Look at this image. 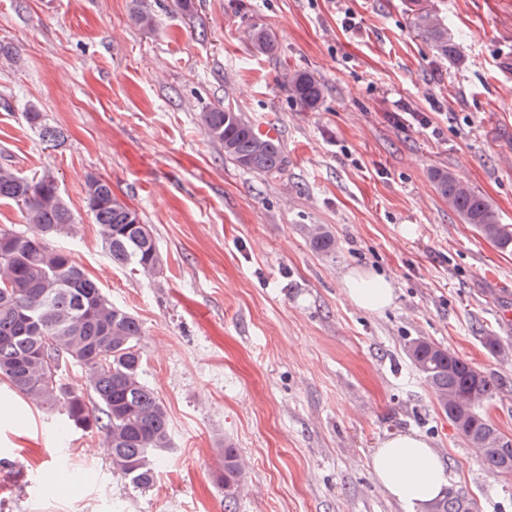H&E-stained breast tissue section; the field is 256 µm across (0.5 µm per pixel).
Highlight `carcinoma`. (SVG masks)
Wrapping results in <instances>:
<instances>
[{"label":"carcinoma","mask_w":512,"mask_h":512,"mask_svg":"<svg viewBox=\"0 0 512 512\" xmlns=\"http://www.w3.org/2000/svg\"><path fill=\"white\" fill-rule=\"evenodd\" d=\"M131 19L144 30L157 26L148 0H131ZM417 21L439 53L454 54L448 26L438 15L421 11ZM249 39L260 53L278 50L274 34L265 28L252 29ZM288 93L302 109L313 110L322 87L309 73L295 71L288 76ZM25 117L42 141L64 138L62 129L47 123L35 106L27 108ZM200 122L206 136L241 168L265 176L280 172L279 141L259 133L242 113L229 106H208L200 112ZM432 180L448 209L500 250L512 252V224L502 223L483 195L447 170L434 171ZM0 200L20 207L31 226L20 232L0 229V378L30 403L62 411L69 429L101 435L112 450V469L137 489L152 487L158 479L157 462L171 448L172 438L166 408L143 379L140 322L107 299L71 252L51 246L56 236L73 232L76 224L53 177L29 178L0 166ZM86 207L114 266H129L144 278L159 274L162 255L151 226L112 192L109 181L87 178ZM308 234L314 250L334 248V238L323 226H309ZM404 354L461 435L490 438L486 464L493 469L505 465L500 443L512 445V437L483 409L496 398L497 385L471 363L425 338L408 339ZM74 367L81 370L79 384L65 381ZM462 405L473 413L463 426L456 418ZM242 478L237 450L224 445V468L217 476L224 500H236L233 487ZM432 508L478 512L477 501L459 492L434 500Z\"/></svg>","instance_id":"carcinoma-1"}]
</instances>
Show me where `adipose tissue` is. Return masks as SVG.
<instances>
[{
  "label": "adipose tissue",
  "instance_id": "obj_1",
  "mask_svg": "<svg viewBox=\"0 0 512 512\" xmlns=\"http://www.w3.org/2000/svg\"><path fill=\"white\" fill-rule=\"evenodd\" d=\"M342 283L351 303L368 312L384 311L396 297L392 279L370 268L346 271ZM371 469L389 497L412 505H425L448 486L437 448L415 432L388 434L372 454Z\"/></svg>",
  "mask_w": 512,
  "mask_h": 512
}]
</instances>
